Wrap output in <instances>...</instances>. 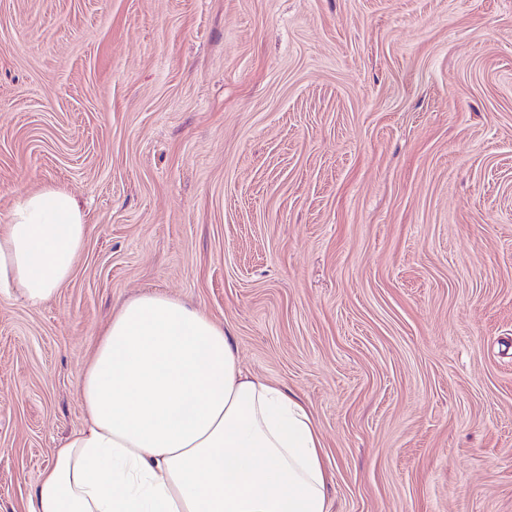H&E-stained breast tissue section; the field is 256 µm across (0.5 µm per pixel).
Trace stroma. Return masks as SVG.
<instances>
[{
  "label": "stroma",
  "mask_w": 512,
  "mask_h": 512,
  "mask_svg": "<svg viewBox=\"0 0 512 512\" xmlns=\"http://www.w3.org/2000/svg\"><path fill=\"white\" fill-rule=\"evenodd\" d=\"M43 185L88 237L0 287V512L144 292L307 403L331 512H512V0H0V221Z\"/></svg>",
  "instance_id": "obj_1"
}]
</instances>
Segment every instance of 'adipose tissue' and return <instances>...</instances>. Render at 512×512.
I'll return each instance as SVG.
<instances>
[{"label": "adipose tissue", "instance_id": "obj_1", "mask_svg": "<svg viewBox=\"0 0 512 512\" xmlns=\"http://www.w3.org/2000/svg\"><path fill=\"white\" fill-rule=\"evenodd\" d=\"M88 226L50 186L0 224V283L33 306L66 284ZM89 425L57 450L26 512H329L305 403L245 373L222 324L161 293L113 315L82 378Z\"/></svg>", "mask_w": 512, "mask_h": 512}]
</instances>
